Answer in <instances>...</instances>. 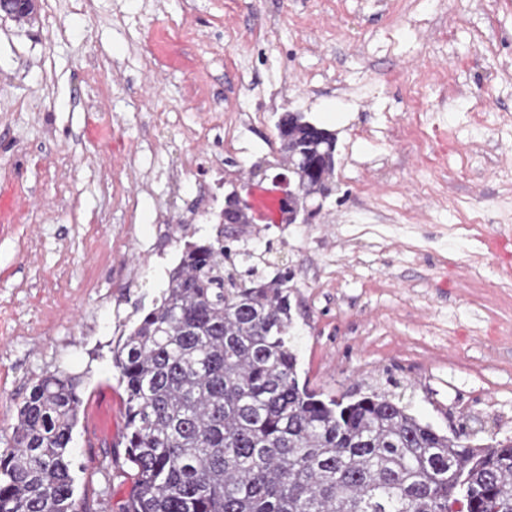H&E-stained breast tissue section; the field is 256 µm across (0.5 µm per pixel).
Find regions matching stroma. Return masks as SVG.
I'll list each match as a JSON object with an SVG mask.
<instances>
[{"label": "stroma", "mask_w": 512, "mask_h": 512, "mask_svg": "<svg viewBox=\"0 0 512 512\" xmlns=\"http://www.w3.org/2000/svg\"><path fill=\"white\" fill-rule=\"evenodd\" d=\"M164 26L192 68L156 53ZM216 112L251 115L235 148ZM286 112L336 138L313 223L246 242L293 274L300 381L512 440V0H38L32 22L0 15V451L39 375L80 376L93 512L131 487L102 470L124 455L112 350L185 242L217 236L219 217L184 220L200 174L258 165L276 193Z\"/></svg>", "instance_id": "stroma-1"}]
</instances>
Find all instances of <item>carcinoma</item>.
<instances>
[{
	"label": "carcinoma",
	"instance_id": "carcinoma-1",
	"mask_svg": "<svg viewBox=\"0 0 512 512\" xmlns=\"http://www.w3.org/2000/svg\"><path fill=\"white\" fill-rule=\"evenodd\" d=\"M322 141L301 146L307 174ZM224 230L188 241L167 288L112 364L124 385L132 488L122 512H512V441L473 447L389 396L323 397L300 385L292 274L265 276ZM80 382H33L0 452V512H89L70 442Z\"/></svg>",
	"mask_w": 512,
	"mask_h": 512
}]
</instances>
